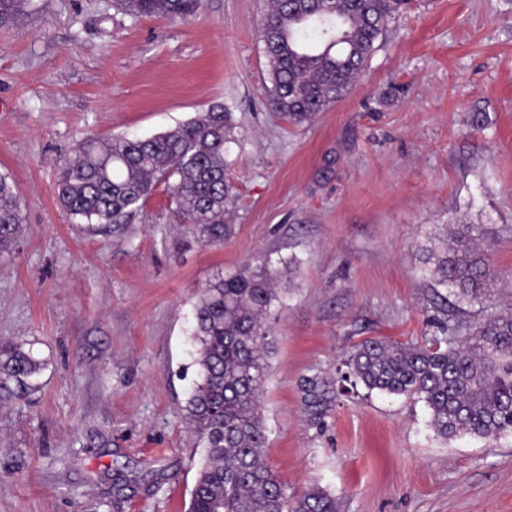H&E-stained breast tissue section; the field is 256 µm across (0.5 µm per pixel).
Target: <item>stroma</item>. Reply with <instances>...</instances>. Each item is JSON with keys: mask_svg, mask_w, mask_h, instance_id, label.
<instances>
[{"mask_svg": "<svg viewBox=\"0 0 512 512\" xmlns=\"http://www.w3.org/2000/svg\"><path fill=\"white\" fill-rule=\"evenodd\" d=\"M267 0H203L187 21L118 0H30L0 25V173L18 194V250L0 259V340L46 367L0 405V512H186L197 441L201 291L242 265L290 261L273 308L263 398L267 464L340 512H512V433L439 437L423 403L336 392L370 337L414 343L512 312V0H410L350 93L307 124L270 109ZM230 109L232 233L198 244L165 188L120 228L78 224L60 168L90 137H150ZM490 230L499 280L444 312L418 257L435 225Z\"/></svg>", "mask_w": 512, "mask_h": 512, "instance_id": "35a3bbf8", "label": "stroma"}]
</instances>
